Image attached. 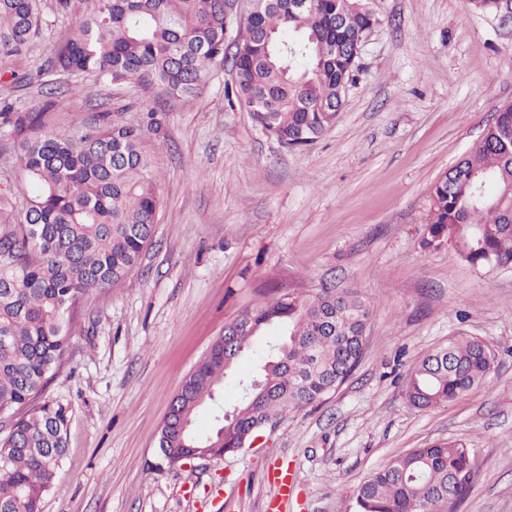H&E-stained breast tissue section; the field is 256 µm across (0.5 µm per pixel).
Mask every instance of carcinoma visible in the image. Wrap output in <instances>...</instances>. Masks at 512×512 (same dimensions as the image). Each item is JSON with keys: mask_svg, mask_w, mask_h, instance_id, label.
<instances>
[{"mask_svg": "<svg viewBox=\"0 0 512 512\" xmlns=\"http://www.w3.org/2000/svg\"><path fill=\"white\" fill-rule=\"evenodd\" d=\"M371 0H263L250 40L234 58V95L261 130L302 148L335 122L345 85L354 81L355 44L374 11ZM488 17L508 0H468ZM39 0H0V65L25 55L39 34ZM224 0H97L47 68L114 84L155 85L196 100L204 69L224 54ZM0 77V135L18 149L28 190L20 219L0 224V414L15 433L0 441V512H41L65 453L68 415L59 403L34 404L71 345L75 311L94 290L126 277L148 243L160 196L140 141L154 124L133 127L97 115L74 134L45 130L51 105L20 109ZM423 245L448 241L473 266L512 267V104L500 107L476 144L430 192ZM370 306L355 289L284 293L242 313L232 352L216 340L183 382L174 422L158 447L181 467L191 446L234 453L290 412L337 390L358 366ZM260 336H272L257 377L229 419L216 395ZM495 353L465 332L417 362L405 396L414 407L446 406L484 384ZM212 428H195L199 412ZM474 453L448 438L401 453L355 490L356 512H458L473 484Z\"/></svg>", "mask_w": 512, "mask_h": 512, "instance_id": "carcinoma-1", "label": "carcinoma"}]
</instances>
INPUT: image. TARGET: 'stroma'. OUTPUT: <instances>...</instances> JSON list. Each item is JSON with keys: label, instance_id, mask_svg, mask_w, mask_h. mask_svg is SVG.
<instances>
[{"label": "stroma", "instance_id": "obj_1", "mask_svg": "<svg viewBox=\"0 0 512 512\" xmlns=\"http://www.w3.org/2000/svg\"><path fill=\"white\" fill-rule=\"evenodd\" d=\"M96 0H42L46 26L10 100H52L48 131L99 113L147 122L158 219L138 265L90 295L68 362L42 398L69 416L66 452L41 512H266L269 472L294 478L287 512H356L377 466L438 439L473 448V488L458 512H512V268H475L447 244L423 246L430 189L512 103V23L467 0H373L379 25L336 120L287 149L226 95L230 59L209 66L201 100L157 88L36 70ZM0 137V212L19 214L24 180ZM354 288L372 308L351 377L319 405L287 414L252 447L172 468L160 430L184 378L226 325L280 293ZM486 340V384L419 410L408 371L458 332Z\"/></svg>", "mask_w": 512, "mask_h": 512}]
</instances>
